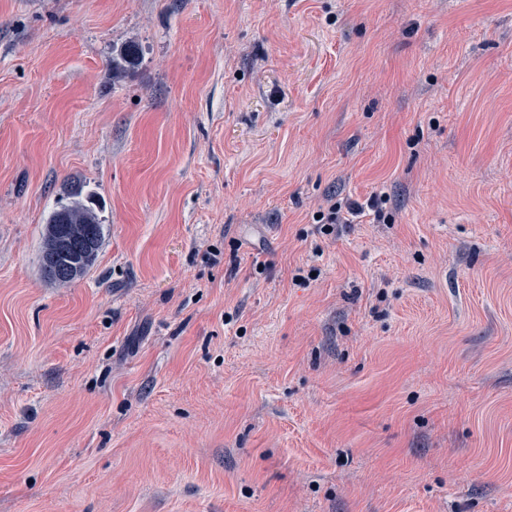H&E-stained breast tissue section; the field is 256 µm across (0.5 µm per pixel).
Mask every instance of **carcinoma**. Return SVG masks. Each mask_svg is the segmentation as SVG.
<instances>
[{
	"label": "carcinoma",
	"instance_id": "carcinoma-1",
	"mask_svg": "<svg viewBox=\"0 0 512 512\" xmlns=\"http://www.w3.org/2000/svg\"><path fill=\"white\" fill-rule=\"evenodd\" d=\"M136 62L135 46L122 47L112 57V76L120 78ZM70 195L74 201L49 217L41 253L43 277L59 285L81 277L94 264L104 237L95 195L82 196L80 186L72 188Z\"/></svg>",
	"mask_w": 512,
	"mask_h": 512
}]
</instances>
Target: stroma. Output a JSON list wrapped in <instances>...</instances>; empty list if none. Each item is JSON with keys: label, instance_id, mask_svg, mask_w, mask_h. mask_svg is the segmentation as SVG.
I'll use <instances>...</instances> for the list:
<instances>
[{"label": "stroma", "instance_id": "obj_1", "mask_svg": "<svg viewBox=\"0 0 512 512\" xmlns=\"http://www.w3.org/2000/svg\"><path fill=\"white\" fill-rule=\"evenodd\" d=\"M0 512H512V0H0ZM70 195L74 201L49 217L43 234L41 272L47 281L59 285L70 284L94 264L104 237L95 195L83 198L80 186L72 188ZM63 248L68 257L60 255ZM69 257L80 263L79 271L72 273L66 261Z\"/></svg>", "mask_w": 512, "mask_h": 512}]
</instances>
